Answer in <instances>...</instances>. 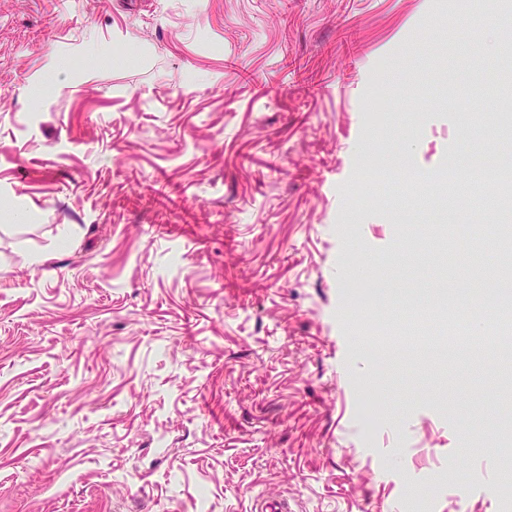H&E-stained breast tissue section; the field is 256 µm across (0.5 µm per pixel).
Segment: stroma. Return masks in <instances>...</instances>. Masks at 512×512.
Listing matches in <instances>:
<instances>
[{
  "label": "stroma",
  "instance_id": "stroma-1",
  "mask_svg": "<svg viewBox=\"0 0 512 512\" xmlns=\"http://www.w3.org/2000/svg\"><path fill=\"white\" fill-rule=\"evenodd\" d=\"M479 158L512 0H0V512H512V332L382 350Z\"/></svg>",
  "mask_w": 512,
  "mask_h": 512
}]
</instances>
